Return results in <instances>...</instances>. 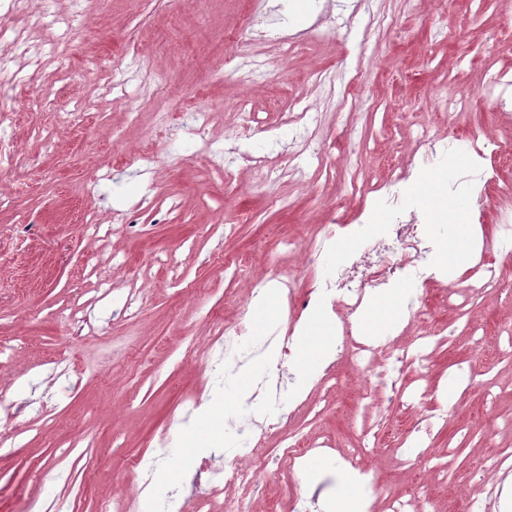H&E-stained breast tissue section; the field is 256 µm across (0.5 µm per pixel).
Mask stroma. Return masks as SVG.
Here are the masks:
<instances>
[{
    "label": "stroma",
    "mask_w": 512,
    "mask_h": 512,
    "mask_svg": "<svg viewBox=\"0 0 512 512\" xmlns=\"http://www.w3.org/2000/svg\"><path fill=\"white\" fill-rule=\"evenodd\" d=\"M38 18L32 43L57 46L47 86H13L12 127L22 161L0 181V512H94L96 501L126 496L146 506L142 466L175 476L156 489L176 512H211L225 499L261 512L273 500L318 495L352 482L365 488L367 512H392L393 498L430 495L436 512H468L480 491L472 478L486 456L512 446L492 420L512 417V350L496 337L512 326V259L494 225L512 216V170L486 157L484 202L463 205L445 183L461 178L447 153L460 140L478 150L512 136V0H94L75 14L73 0H29ZM260 15L274 30L248 45L225 40ZM501 77L490 85V73ZM64 96L81 110L63 122L47 100ZM309 123L293 122L290 105ZM205 107L206 143L172 134L161 114ZM256 125L239 137L238 113ZM428 144H421L422 131ZM278 158L274 171L247 165ZM236 172L225 182L224 168ZM398 166L412 197L408 213L432 223L451 218L442 242L458 252L465 279L487 244L502 290L474 298L469 319L443 303V284L423 286L427 325L402 321L380 345L428 330L444 337L418 383L446 406L447 421L416 434L408 463L384 457L359 468L353 424L363 380L346 350L311 381L303 406L254 378L255 394L290 415L260 459L259 487L211 491L196 481L201 461L232 466L236 449L197 448L202 405L223 432L224 388L259 364L252 343L238 368L221 373L201 358L182 359L189 343L208 345L215 319L246 308L263 317L259 291L278 288V270L300 273L307 294L320 291L325 266L303 268L285 239L312 244L328 216L359 224ZM95 213L101 227L81 222ZM488 341L471 342L467 322ZM472 369L454 403L443 392L456 365ZM328 436L329 445L289 462L281 437Z\"/></svg>",
    "instance_id": "35a3bbf8"
}]
</instances>
